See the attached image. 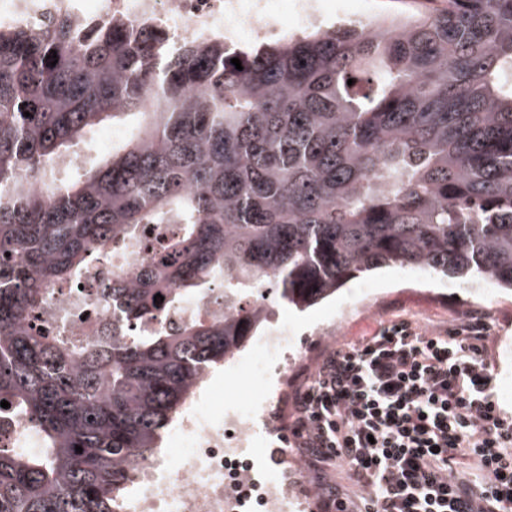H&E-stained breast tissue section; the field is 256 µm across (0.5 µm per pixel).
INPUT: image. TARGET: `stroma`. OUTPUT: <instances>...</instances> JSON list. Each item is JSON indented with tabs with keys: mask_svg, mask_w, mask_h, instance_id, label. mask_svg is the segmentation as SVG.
<instances>
[{
	"mask_svg": "<svg viewBox=\"0 0 512 512\" xmlns=\"http://www.w3.org/2000/svg\"><path fill=\"white\" fill-rule=\"evenodd\" d=\"M132 131L124 122L87 133L77 146L85 162L100 163L120 149ZM375 288L345 316L337 311L361 284ZM291 327L292 359L288 388L296 390L334 347L373 332L379 324L406 318L429 330H443L471 316L490 327L489 354L497 366V393L504 411L512 415V293L489 281L467 282L452 277L403 275L400 268L383 267L349 281L336 295L305 310L286 309Z\"/></svg>",
	"mask_w": 512,
	"mask_h": 512,
	"instance_id": "obj_1",
	"label": "stroma"
}]
</instances>
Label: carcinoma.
Returning <instances> with one entry per match:
<instances>
[{
	"label": "carcinoma",
	"mask_w": 512,
	"mask_h": 512,
	"mask_svg": "<svg viewBox=\"0 0 512 512\" xmlns=\"http://www.w3.org/2000/svg\"><path fill=\"white\" fill-rule=\"evenodd\" d=\"M130 117L122 151L56 177ZM145 224L151 262L84 302L112 325L51 335L56 290ZM382 266L512 291V0L173 54L121 16L0 28V418L42 440L0 447V512H116L202 373L277 302L304 310ZM217 283L223 316L149 328Z\"/></svg>",
	"instance_id": "obj_1"
}]
</instances>
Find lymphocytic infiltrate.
Masks as SVG:
<instances>
[{
    "mask_svg": "<svg viewBox=\"0 0 512 512\" xmlns=\"http://www.w3.org/2000/svg\"><path fill=\"white\" fill-rule=\"evenodd\" d=\"M488 332L400 320L326 355L288 417L320 512H512V416Z\"/></svg>",
    "mask_w": 512,
    "mask_h": 512,
    "instance_id": "lymphocytic-infiltrate-1",
    "label": "lymphocytic infiltrate"
}]
</instances>
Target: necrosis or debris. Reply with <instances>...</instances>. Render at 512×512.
Here are the masks:
<instances>
[{"instance_id": "necrosis-or-debris-1", "label": "necrosis or debris", "mask_w": 512, "mask_h": 512, "mask_svg": "<svg viewBox=\"0 0 512 512\" xmlns=\"http://www.w3.org/2000/svg\"><path fill=\"white\" fill-rule=\"evenodd\" d=\"M320 0H0V23L31 25L56 11L77 19L121 15L149 22L167 36L170 51L200 34L224 32L227 39L266 37L287 11L298 22L320 26ZM150 250H129L120 258L98 254L88 261L82 290L65 288L55 296L58 308L73 305L78 293H95L116 277L145 267ZM288 322L278 320L251 348L227 364L228 375L248 372L259 392L254 402L216 409L195 392L178 424L179 447L146 461L131 476V491L121 512H296L298 501L287 472L256 469V447L276 435L271 408L288 391Z\"/></svg>"}]
</instances>
